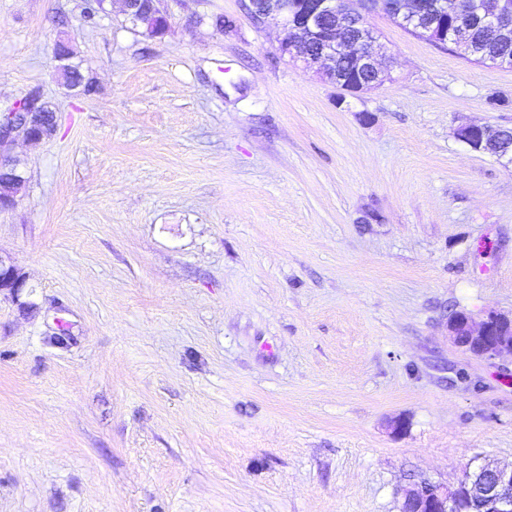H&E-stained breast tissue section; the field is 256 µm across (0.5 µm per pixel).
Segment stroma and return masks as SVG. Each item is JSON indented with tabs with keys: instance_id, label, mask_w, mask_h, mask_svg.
<instances>
[{
	"instance_id": "1",
	"label": "stroma",
	"mask_w": 512,
	"mask_h": 512,
	"mask_svg": "<svg viewBox=\"0 0 512 512\" xmlns=\"http://www.w3.org/2000/svg\"><path fill=\"white\" fill-rule=\"evenodd\" d=\"M162 5L0 0V114L57 116L0 146V512H400L511 466L512 355L448 319L512 312V167L454 135L512 128V67L375 12L391 78L345 96L242 0ZM122 11L131 22L136 24L139 13H143L148 4L155 11V18L163 29L168 26V20L166 14L161 11L156 4L159 0H122ZM493 127L494 126H490V125L465 126V127H461L459 129H457L456 136L459 141L466 144L471 150L478 152V153H484V154L491 155V156L495 157L499 162L504 164L505 166H507L509 164L511 165L512 164V155L507 157L506 155L496 154L490 150H488V152H487L482 149V145L480 143L475 144L474 140L471 137V135L473 133H478L481 136L488 134V132H490L491 128H493ZM25 277L13 266L2 265L0 261V291L8 290L11 295L18 297L22 288H25Z\"/></svg>"
}]
</instances>
